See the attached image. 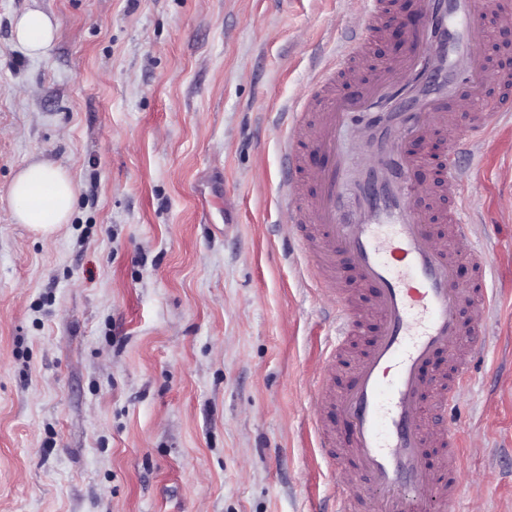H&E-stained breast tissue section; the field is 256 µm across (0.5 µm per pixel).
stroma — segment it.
I'll return each mask as SVG.
<instances>
[{"label": "stroma", "mask_w": 512, "mask_h": 512, "mask_svg": "<svg viewBox=\"0 0 512 512\" xmlns=\"http://www.w3.org/2000/svg\"><path fill=\"white\" fill-rule=\"evenodd\" d=\"M360 0H0V512H313L329 297L288 257L287 105ZM58 21L42 59L13 37ZM77 185L50 240L8 192ZM496 300L457 398L462 512H512V124L473 160ZM57 26L52 16L39 8H32L16 19L15 39L30 57L40 58L52 45ZM9 196L19 224L45 240L67 224L76 198L68 172L48 162L32 163L15 176Z\"/></svg>", "instance_id": "obj_1"}]
</instances>
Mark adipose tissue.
Returning <instances> with one entry per match:
<instances>
[{"mask_svg": "<svg viewBox=\"0 0 512 512\" xmlns=\"http://www.w3.org/2000/svg\"><path fill=\"white\" fill-rule=\"evenodd\" d=\"M56 30V20L38 8L21 14L14 25L16 41L33 58L46 54ZM9 196L17 222L48 240L59 225L68 223L76 186L64 169L48 162L32 163L15 176Z\"/></svg>", "mask_w": 512, "mask_h": 512, "instance_id": "adipose-tissue-1", "label": "adipose tissue"}]
</instances>
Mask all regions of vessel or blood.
Instances as JSON below:
<instances>
[{
    "label": "vessel or blood",
    "instance_id": "obj_1",
    "mask_svg": "<svg viewBox=\"0 0 512 512\" xmlns=\"http://www.w3.org/2000/svg\"><path fill=\"white\" fill-rule=\"evenodd\" d=\"M398 9L419 19L404 53L363 80L367 38L391 19L388 0H364L361 32L333 50L313 94L295 102L286 124L280 187L291 213L288 250L336 297L326 364L314 381L322 405L349 432L348 445H339L332 426L314 420L323 457L351 474L335 512H459L456 398L486 349L484 323L463 320L465 309L491 306V262L481 248L458 249L475 224L462 160L474 158L495 126L512 121V68L490 66L472 44L485 16L512 26V0H399ZM340 73L365 93H337ZM437 126L458 129L441 163L447 239L434 237L432 213L415 204L423 158L400 147ZM349 127L372 157L360 169L341 141ZM462 259L474 268L473 287L454 282ZM345 267L370 290L369 304L341 288ZM357 336L366 337V350L348 384L336 387L333 364Z\"/></svg>",
    "mask_w": 512,
    "mask_h": 512
}]
</instances>
